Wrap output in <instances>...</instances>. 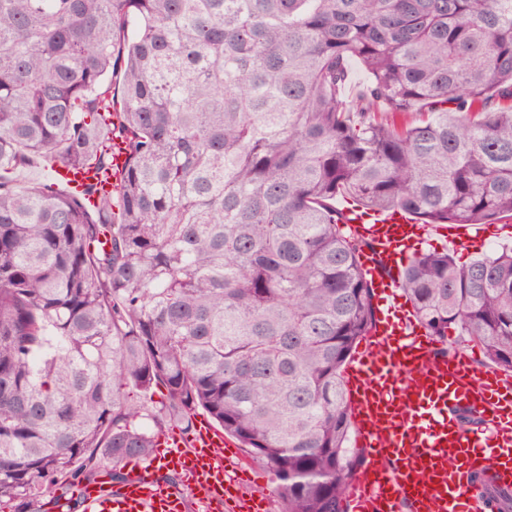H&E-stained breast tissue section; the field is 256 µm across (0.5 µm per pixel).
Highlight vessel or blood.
Segmentation results:
<instances>
[{"mask_svg":"<svg viewBox=\"0 0 512 512\" xmlns=\"http://www.w3.org/2000/svg\"><path fill=\"white\" fill-rule=\"evenodd\" d=\"M352 235L367 241L361 256L380 303L377 322L346 371L362 471L346 485L349 512H484L470 492L475 468L512 485V379L470 367L467 350L438 356L401 299L400 273L422 227L400 210L362 213L342 209ZM481 423L463 431L456 410ZM224 435L202 424L195 434L174 438L163 456L133 468L119 496L109 477L80 487L84 512H186L194 496L203 512H267L261 496L243 492L245 468L229 472L218 456ZM166 468L183 476L184 491L155 482Z\"/></svg>","mask_w":512,"mask_h":512,"instance_id":"b4317fda","label":"vessel or blood"}]
</instances>
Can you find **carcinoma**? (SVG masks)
I'll list each match as a JSON object with an SVG mask.
<instances>
[{"mask_svg":"<svg viewBox=\"0 0 512 512\" xmlns=\"http://www.w3.org/2000/svg\"><path fill=\"white\" fill-rule=\"evenodd\" d=\"M115 140L111 193L16 178ZM339 195L512 217V0H0V509L72 512L202 410L282 512H347L376 305ZM401 281L427 335L512 372V247L421 250Z\"/></svg>","mask_w":512,"mask_h":512,"instance_id":"1","label":"carcinoma"}]
</instances>
